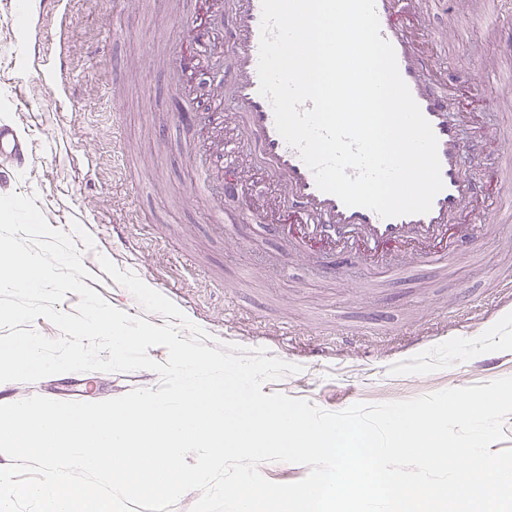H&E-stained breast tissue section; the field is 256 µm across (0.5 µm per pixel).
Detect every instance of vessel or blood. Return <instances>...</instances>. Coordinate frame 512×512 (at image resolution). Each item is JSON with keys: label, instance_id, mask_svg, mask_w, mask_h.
Masks as SVG:
<instances>
[{"label": "vessel or blood", "instance_id": "vessel-or-blood-1", "mask_svg": "<svg viewBox=\"0 0 512 512\" xmlns=\"http://www.w3.org/2000/svg\"><path fill=\"white\" fill-rule=\"evenodd\" d=\"M48 25L33 22L21 35L23 76L42 83L58 109L72 105L75 88L68 69L74 16L71 0H41ZM428 0H375L380 35L394 48L399 72L438 140L443 189L428 213L383 218L362 207L345 206L321 191L298 151L275 125L270 100L259 92L262 0H213L200 15L199 0H177L176 18L198 46H219L224 58L219 80L205 110L180 111L187 124H203L208 137L192 145L198 183L192 188L216 223L270 224L277 214L293 218L282 226L287 256L335 271L336 261L365 264L377 278L405 270H447L458 258L448 227L466 216L470 243L499 238L501 226L488 211L490 193L512 194V153L498 152L488 170L469 171L492 137L470 109L480 95L485 61L477 46L462 53L473 64L455 79L438 65L447 34L428 24ZM203 56L173 55V83L179 98L192 95L191 76ZM31 141L15 125L0 122V161L11 170L27 168ZM246 199L241 210L230 202Z\"/></svg>", "mask_w": 512, "mask_h": 512}]
</instances>
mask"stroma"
<instances>
[{"mask_svg":"<svg viewBox=\"0 0 512 512\" xmlns=\"http://www.w3.org/2000/svg\"><path fill=\"white\" fill-rule=\"evenodd\" d=\"M71 38L76 100L58 111L37 81L19 79L9 63L19 8L0 13V120L15 122L33 142L35 161L0 181V196H32L51 227L79 223L94 241L91 287L115 308L161 326L98 262L109 258L169 298L218 341L269 356L300 370L264 382L331 412L356 403L413 399L437 391L512 376V301L484 285L512 264L499 242L486 240L448 269L447 278L406 274L374 283L358 262L330 280L310 266L265 263L275 253V229L215 224L190 197L195 172L185 145L195 129L174 123L156 138L155 122L176 111L170 72L159 51L181 48L185 34L172 0H74ZM125 17L113 32V13ZM122 101L113 117L111 89ZM124 153H115L113 134ZM125 227L123 240L113 225ZM380 286L372 304L356 288ZM330 352L306 364V348ZM151 370L68 372L34 383L13 382L16 400L35 395L97 402L134 389H159Z\"/></svg>","mask_w":512,"mask_h":512,"instance_id":"obj_1","label":"stroma"}]
</instances>
